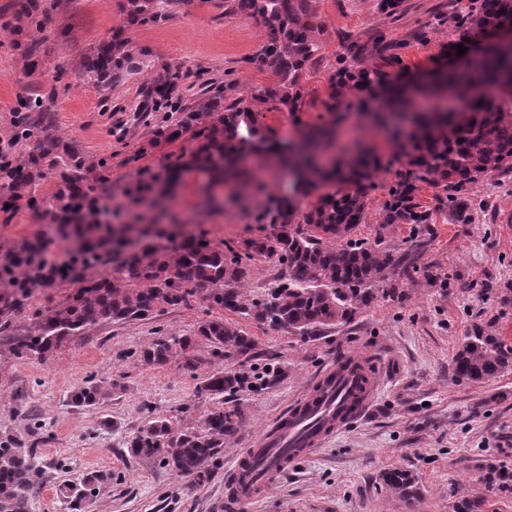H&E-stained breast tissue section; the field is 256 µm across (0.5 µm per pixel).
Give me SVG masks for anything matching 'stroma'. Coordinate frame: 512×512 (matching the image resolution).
I'll use <instances>...</instances> for the list:
<instances>
[{"instance_id": "stroma-1", "label": "stroma", "mask_w": 512, "mask_h": 512, "mask_svg": "<svg viewBox=\"0 0 512 512\" xmlns=\"http://www.w3.org/2000/svg\"><path fill=\"white\" fill-rule=\"evenodd\" d=\"M216 2L186 0L161 25L131 26L125 0H40L41 26L35 29L18 25L17 0H0V140L12 137L17 122H32L36 113L26 104L44 98L56 132L111 165L113 222L136 216L152 222L156 212L149 205L128 206L126 187L138 168L190 154L196 143L185 136L141 153L154 130L132 111L141 87L169 67L184 73L178 92L187 100L196 90L191 77L200 72L230 78L225 90L230 97L249 96L274 80L246 61L264 41L262 28L224 16ZM376 3L316 0L327 30L321 59L304 81L312 102L307 120H316L329 93L340 34L361 38L381 30L401 43L407 73L422 79L456 57L452 26L435 16L449 5L468 9L471 0H403L402 15L394 17L380 14ZM424 23L429 30L420 40L414 32ZM118 31L131 50L147 51V65L106 97L85 77L83 65ZM34 44L41 55L27 77L20 48ZM358 141L383 158L366 221L352 232L371 242L379 232L382 203L405 167L386 135L352 118L340 127L335 147ZM251 166V189L232 200L226 188H218L224 205L213 211L202 193L206 176L188 172L169 203V223L235 247L268 234L270 225L256 223L255 216L284 193L288 175L274 163L255 160ZM416 197L432 214L419 260L422 278L401 284L399 297H377L352 322L313 336L230 310L220 314L199 298L150 320L71 337L42 361L10 354L9 336L25 335L33 325L30 311L16 315L10 335L0 334V434L34 449L38 489L28 498L27 512H64L65 499L80 494L91 474L109 475L110 482L86 501L83 512H227L224 472L232 460L287 411L324 366L348 354L370 357L382 374L369 410L280 477L261 501L238 512H455L462 499L478 492L485 498L484 512H512V494L481 481L484 464L512 470V369L482 381L458 380L452 373L455 352L475 325L512 347V233L498 222L512 211V175L491 176L474 187L467 224L453 221L434 189L421 187ZM219 314L254 339L248 356L217 359L200 339L165 365L141 362L146 343L193 335L201 322ZM221 366L243 372L245 384L224 397L225 409L237 412V428L225 439L224 455L207 481L176 476L159 460L128 454V441L150 419H167L178 430L198 427L215 401L197 389ZM90 379L111 382V396L93 407L73 406L71 393ZM394 468L417 477L421 497L414 506L383 485L382 474Z\"/></svg>"}]
</instances>
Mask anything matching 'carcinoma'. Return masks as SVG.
Listing matches in <instances>:
<instances>
[{
    "mask_svg": "<svg viewBox=\"0 0 512 512\" xmlns=\"http://www.w3.org/2000/svg\"><path fill=\"white\" fill-rule=\"evenodd\" d=\"M226 16L252 18L272 35L247 63L270 69L277 81L251 96L226 102L224 85L197 77L199 93L194 104L177 95L179 70H168L163 81L142 87L137 111L163 113L153 137L141 147L145 152L161 140L173 141L189 133L202 143L186 159L166 160L159 168H143L124 192L130 205L141 203L161 182L178 183L186 170L207 173L218 184L240 187L252 178L250 158H272L288 164L294 175L293 194L274 201L270 234L235 248L215 243L192 232L153 237L125 224L119 228L104 217L102 202L112 193V172L107 162L79 153L72 144L47 128L25 127L20 138L25 152L13 159L0 157V191L7 195L9 213L41 207L52 217V236L34 234L0 247V333L8 332L14 317L24 312L39 288L57 284L75 290L56 304L32 311L34 330L15 337L9 352L18 359L45 360L70 337L110 323L149 319L168 308L188 305L198 295L210 306L234 310L261 323L315 335L325 328L351 322L377 297L380 285L399 269L409 278L426 241L407 249L383 246L384 234L402 224L429 226L428 211L416 199L418 184L440 189L460 224L470 221L468 188L490 174H512V49H491L462 70L440 73V86L431 94L469 101L464 112L433 106L419 109L402 83L404 65L399 44L381 31L362 41L342 38L339 66L330 77V92L321 101L326 119L305 123L301 119L309 102L301 80L319 49L325 24L315 12L314 0H221ZM184 0H127V23L157 25ZM452 21L455 44H467L476 35L512 21V0H480L465 13L440 15ZM121 34L112 36L90 57L85 75L94 84H107L138 73L143 59L127 49ZM376 55L380 65L369 68L364 60ZM272 104L297 122L294 136L279 139L264 123L255 102ZM388 112L397 118L413 115L396 133L389 132V118L378 129L388 134L406 170L381 210L378 238L372 243L351 239L355 226L365 223L373 179L382 158L373 147L355 146L349 155L325 170L310 148L318 140L336 142V126L351 112ZM180 117L172 119L170 113ZM52 176L56 191L40 203L30 187ZM312 198L306 207L302 199ZM57 242L64 258L49 257ZM273 259L288 269L287 280L267 297L242 301L241 287L249 276L248 262ZM397 293V288L384 290ZM195 335L224 354L246 356L254 340L221 317L198 326ZM192 344L190 336L155 341L141 350L147 365L166 364L175 350ZM457 378L480 381L512 368V348L476 327L463 337L454 358ZM243 376L219 369L203 382L200 391L220 397L234 393ZM112 394V384L89 382L71 395L76 407H93ZM234 411L224 401L205 415L200 429L176 432L163 419L149 421L128 443L132 455L160 458L175 474L203 482L224 455V438L236 430ZM37 470L29 447L16 437L0 436V512H27L24 492L34 488ZM390 490L413 507L419 488L411 474L393 469L382 475ZM482 481L501 492H512V479L487 465Z\"/></svg>",
    "mask_w": 512,
    "mask_h": 512,
    "instance_id": "carcinoma-1",
    "label": "carcinoma"
}]
</instances>
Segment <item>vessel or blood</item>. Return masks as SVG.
<instances>
[{
    "label": "vessel or blood",
    "mask_w": 512,
    "mask_h": 512,
    "mask_svg": "<svg viewBox=\"0 0 512 512\" xmlns=\"http://www.w3.org/2000/svg\"><path fill=\"white\" fill-rule=\"evenodd\" d=\"M379 383L376 367L359 357L345 356L325 366L256 446L242 452L227 469L226 503L242 505L260 499L289 468L362 416Z\"/></svg>",
    "instance_id": "obj_1"
}]
</instances>
